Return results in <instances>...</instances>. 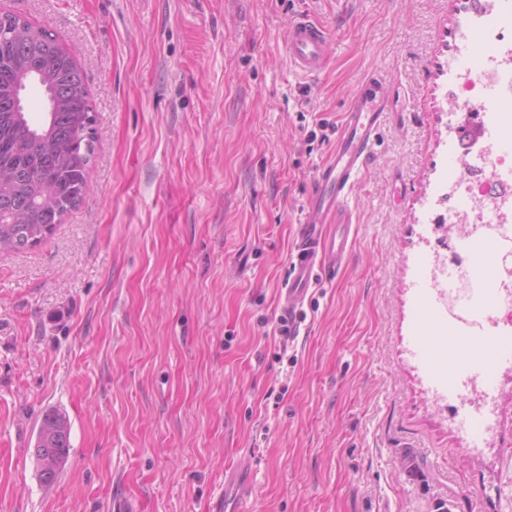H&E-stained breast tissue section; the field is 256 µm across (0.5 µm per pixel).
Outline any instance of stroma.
Returning <instances> with one entry per match:
<instances>
[{"mask_svg":"<svg viewBox=\"0 0 512 512\" xmlns=\"http://www.w3.org/2000/svg\"><path fill=\"white\" fill-rule=\"evenodd\" d=\"M479 0H0L53 33L95 116L91 188L35 247L0 253V512H206L247 455L251 512H512V364L483 447L436 400L420 272L455 259L444 195L489 169L459 143L448 74ZM332 54L293 70L290 23ZM389 106L349 195L354 237L278 330L296 224L368 76ZM327 120V142L311 139ZM71 425L41 482L46 413ZM291 65L306 76L319 74L331 52V39L317 19L301 15L294 19L284 40ZM70 422L60 412L46 414L38 427L33 456H45L58 459L59 465L50 471L38 472L41 481L53 483L62 472L70 449Z\"/></svg>","mask_w":512,"mask_h":512,"instance_id":"stroma-1","label":"stroma"}]
</instances>
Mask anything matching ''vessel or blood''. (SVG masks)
Listing matches in <instances>:
<instances>
[{"instance_id":"b4317fda","label":"vessel or blood","mask_w":512,"mask_h":512,"mask_svg":"<svg viewBox=\"0 0 512 512\" xmlns=\"http://www.w3.org/2000/svg\"><path fill=\"white\" fill-rule=\"evenodd\" d=\"M291 65L307 76L319 74L331 52V39L317 19H294L284 40ZM388 98L378 78L365 80L343 116L331 158L318 169L315 187L296 229L288 276L279 295L280 324L297 335V313L316 281L331 282L346 262L351 245L349 194L381 133ZM246 461L224 471V494L209 512H249L254 488Z\"/></svg>"}]
</instances>
